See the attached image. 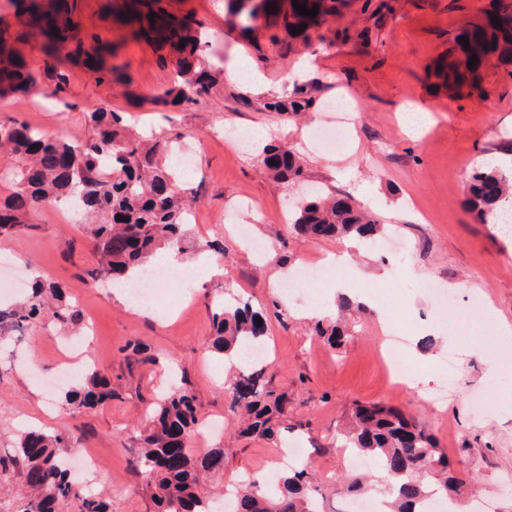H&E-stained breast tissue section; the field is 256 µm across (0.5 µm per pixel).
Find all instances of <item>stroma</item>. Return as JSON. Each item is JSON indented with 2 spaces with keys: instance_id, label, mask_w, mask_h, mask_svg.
<instances>
[{
  "instance_id": "1",
  "label": "stroma",
  "mask_w": 512,
  "mask_h": 512,
  "mask_svg": "<svg viewBox=\"0 0 512 512\" xmlns=\"http://www.w3.org/2000/svg\"><path fill=\"white\" fill-rule=\"evenodd\" d=\"M124 0H81L83 28L117 48V63L129 84L98 82L94 72L67 65L62 100L45 97L43 84L27 94L0 97V120L12 117L52 136L84 141L91 135L88 111L122 109L143 137L161 132L198 137L190 205L200 242L224 245L223 273L209 270V253L191 257L194 298L137 315L110 289L87 278L96 264L84 219L52 208L30 212V228L14 239L0 238L6 251L31 275L62 285L82 309L88 329L77 339L85 362L107 369L120 392L91 413L72 417L62 408L64 387L53 380L64 360L67 335L50 323L31 329L22 347L7 346L0 360V457L15 455L20 433L39 428L75 435L60 449L68 458L83 448L98 459L88 476L90 491L110 512H157L144 475L134 471L138 438L150 425L151 399L185 386L197 399L200 423L225 420L212 447H224V478L269 475L279 463L278 440L234 439L235 421L224 402V362L205 355L213 333L205 294L222 289L251 302L267 326L271 383L287 392L295 419L308 427L304 443L324 444L314 468L318 482L336 487L350 466L332 443L357 403L399 409L425 424L456 473L476 481V499L465 498L459 512H473L475 500H490L496 512H512V354L488 336V328L512 325V223H481L466 206L473 166L512 156V77L503 64L482 76L478 89L448 87L437 69L448 62V33L461 18H477L488 0H395L379 39L322 44L293 42L288 54L272 47L264 28L243 35L229 24L224 0H164L177 17L193 16L209 35L205 65L219 73L218 84L197 103L161 109L152 98L170 87L172 66L139 25L119 12ZM235 70L238 81L226 73ZM308 84L313 106L304 118L268 111L266 102L287 96L294 84ZM332 102L357 105L351 144L327 152L310 141ZM407 102L433 109L425 132L403 131L399 107ZM283 142L300 150L307 183L325 193H347L377 216L385 234L397 235L402 250L360 245L347 271L362 284L384 288L400 321L390 334L404 351L419 389H391L385 382L380 350L386 334L382 318L370 310L348 322L350 335L330 347L309 332L306 303L287 301L279 289L301 264L340 254L345 241L296 239L288 212L304 200L297 187L273 179L262 163V145ZM250 225L265 251L254 256L231 227ZM431 280L455 300L442 310L438 296L416 283ZM480 302V320L464 318ZM130 341L146 344L158 364H129L119 349ZM456 350L455 391L437 406L427 395L442 382L437 362ZM501 366L488 372L486 361Z\"/></svg>"
}]
</instances>
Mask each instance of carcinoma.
Returning <instances> with one entry per match:
<instances>
[{"label":"carcinoma","instance_id":"obj_1","mask_svg":"<svg viewBox=\"0 0 512 512\" xmlns=\"http://www.w3.org/2000/svg\"><path fill=\"white\" fill-rule=\"evenodd\" d=\"M17 9L28 14L31 24L42 36L40 51L46 60L45 74L55 84L50 95L66 90L67 75L57 67L60 58L89 66L98 80L109 84H125L123 68L112 62L113 48L100 43L93 32L82 33L76 22V4L60 0L53 13L41 10L38 0H12ZM348 0H286L284 28L287 37L273 32L271 44L288 53L289 41L296 38L308 42L309 31L316 32L321 43L339 38L356 37L364 43L378 38L376 30L394 15L392 0H363L360 12L373 26L321 32L328 17L339 13ZM318 7L315 16H304L294 4ZM281 11L279 0H226L231 24L248 34L263 16L272 15L266 6ZM499 18L501 25L492 23ZM305 25L293 35V28ZM146 34L159 43L170 44L180 81L156 95L153 104L176 106L190 104L210 94L216 84L206 75L207 86L193 91L191 76L198 73L209 41L206 33L190 23L174 27L171 19L159 9ZM469 46H464L463 38ZM26 35H0V97L28 91L35 83L25 59L16 44ZM185 47H179L181 41ZM450 41L455 58L448 66V81L462 86L478 79L493 61L512 62V0H490L480 17L457 28ZM476 65L468 67L470 57ZM312 99L303 86L294 87L286 99L266 103L275 112L298 113L308 110ZM93 136L87 142L69 141L48 136L26 123L9 119L0 121V147L10 148L19 165L4 174L15 186L14 192L0 200V213L9 221L0 222V236L13 237L26 231L25 216L33 209L77 203L79 211L96 221L87 230L98 255L96 267L87 275L95 280L115 279L132 270L142 271L145 264L160 253L173 250L188 254L200 246L187 224L188 202L195 199L197 189L186 175L178 172L170 158L181 145L183 136L161 135L151 144L124 134L123 111L95 110L90 113ZM263 163L275 178L294 184L306 176L304 160L291 148L270 145L263 149ZM277 164H272V161ZM468 208L480 221L506 215L512 205V182L495 168L473 169L468 185ZM126 220L118 221L117 216ZM299 238L341 239L357 236L373 239L381 231L378 219L348 195L318 197L302 202L288 217ZM214 329L206 351L223 358L238 356L245 345L265 341L266 324H257L261 313L251 303L237 300L231 304L210 307ZM51 314L54 325L67 331L82 328L84 315L77 303L67 299L62 286L42 279L35 280L28 293L18 302L0 306V330H19L39 322ZM315 332L338 344L343 330L334 322L327 326L318 322ZM125 358L143 364H155L156 358L140 342H129L119 348ZM115 396L105 369L89 368L74 389L64 395L69 414L78 416ZM224 400L231 412L245 415L240 434L274 439L283 433L298 431L309 422L288 417V398L271 386L268 366L258 362L231 378L224 387ZM198 420L196 397L188 389L165 394L155 402L152 427L140 435L141 453L138 466L148 475V486L159 512H208L202 475L224 469V449L214 448L198 458L191 454L188 443ZM69 436L29 431L21 438L14 460L24 463L25 482L30 500L25 512H61L70 501L81 502L80 512H108V505L86 492L60 465L57 450L65 446ZM345 445L360 454L375 457L388 480L393 496L391 512H419L423 501L440 497L457 501L467 482L453 474L448 455L435 437L414 418L383 406L355 405L345 429L336 435V445ZM310 463L279 474L274 490L257 487L249 481L241 485L236 498V512H317L318 489ZM372 481L347 474L336 488L346 495L365 492Z\"/></svg>","mask_w":512,"mask_h":512}]
</instances>
